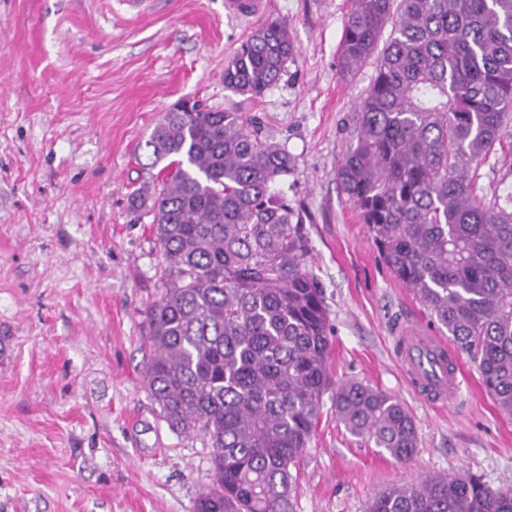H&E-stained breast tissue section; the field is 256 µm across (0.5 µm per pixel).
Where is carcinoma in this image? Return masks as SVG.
Here are the masks:
<instances>
[{"label": "carcinoma", "instance_id": "obj_1", "mask_svg": "<svg viewBox=\"0 0 512 512\" xmlns=\"http://www.w3.org/2000/svg\"><path fill=\"white\" fill-rule=\"evenodd\" d=\"M351 2L340 71L378 61L337 182L382 262L512 416V195L478 186L512 138V0ZM294 54L286 23L269 19L225 62L224 89L261 98ZM146 147L145 168L164 161L165 176L129 207L152 214L168 287L143 321L145 380L168 427L212 448L213 486L194 512H294L299 460L332 386L304 219L275 189L295 158L240 113L195 103L166 111ZM334 403L352 434L412 457L401 400L351 381ZM369 512H512V489L434 476L386 488Z\"/></svg>", "mask_w": 512, "mask_h": 512}]
</instances>
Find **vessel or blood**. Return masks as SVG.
<instances>
[{"label": "vessel or blood", "mask_w": 512, "mask_h": 512, "mask_svg": "<svg viewBox=\"0 0 512 512\" xmlns=\"http://www.w3.org/2000/svg\"><path fill=\"white\" fill-rule=\"evenodd\" d=\"M395 346L413 389L422 398L438 403L456 396L459 368L445 339L404 329Z\"/></svg>", "instance_id": "vessel-or-blood-1"}]
</instances>
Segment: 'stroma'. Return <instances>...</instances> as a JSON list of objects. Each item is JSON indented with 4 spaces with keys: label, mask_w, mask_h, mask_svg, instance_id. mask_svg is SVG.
I'll return each mask as SVG.
<instances>
[{
    "label": "stroma",
    "mask_w": 512,
    "mask_h": 512,
    "mask_svg": "<svg viewBox=\"0 0 512 512\" xmlns=\"http://www.w3.org/2000/svg\"><path fill=\"white\" fill-rule=\"evenodd\" d=\"M225 0H0V512H193L212 486V450L173 433L145 384L143 320L167 279L152 217L128 207L158 172L145 143L183 100L242 113L286 146L283 186L304 211L309 270L330 319L334 383L399 398L418 446L402 462L351 434L324 399L302 454L295 512H366L385 488L475 473L512 487V416L468 356L456 401L411 390L392 335L437 330L396 281L336 181L376 59L343 75L349 0H263L228 18ZM286 22L296 54L254 99L224 88V63L264 20Z\"/></svg>",
    "instance_id": "obj_1"
}]
</instances>
